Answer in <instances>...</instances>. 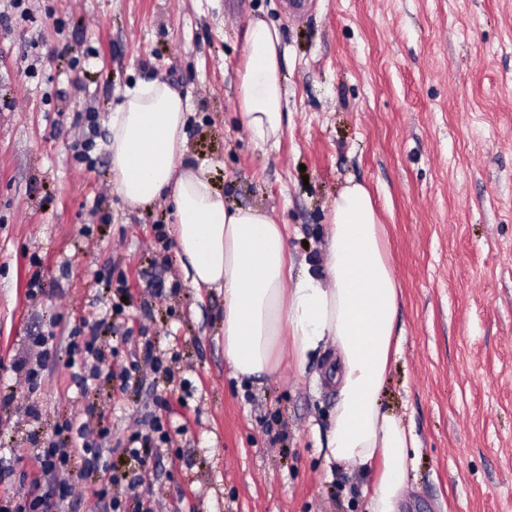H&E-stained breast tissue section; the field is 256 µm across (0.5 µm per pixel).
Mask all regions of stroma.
Listing matches in <instances>:
<instances>
[{
  "label": "stroma",
  "instance_id": "obj_1",
  "mask_svg": "<svg viewBox=\"0 0 512 512\" xmlns=\"http://www.w3.org/2000/svg\"><path fill=\"white\" fill-rule=\"evenodd\" d=\"M305 2L30 0L24 18L0 0V503L54 499L30 457L66 419H106L116 443L168 428L146 460L109 455L147 472L117 494L149 512H363L374 486L317 446L336 403L324 357L233 378L224 297L185 278L168 204L112 193V112L165 78L189 103L186 160L207 161L227 204L284 224L293 270L322 259L344 186L367 187L400 289L380 402L420 442L401 512H512V0ZM254 18L281 35L275 148L250 140L236 92ZM104 317L85 394L67 342ZM50 330L57 357L28 388L15 367ZM149 353L164 371L111 377Z\"/></svg>",
  "mask_w": 512,
  "mask_h": 512
}]
</instances>
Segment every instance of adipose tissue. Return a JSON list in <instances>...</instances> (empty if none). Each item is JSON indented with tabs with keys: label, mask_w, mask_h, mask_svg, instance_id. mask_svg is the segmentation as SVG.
Here are the masks:
<instances>
[{
	"label": "adipose tissue",
	"mask_w": 512,
	"mask_h": 512,
	"mask_svg": "<svg viewBox=\"0 0 512 512\" xmlns=\"http://www.w3.org/2000/svg\"><path fill=\"white\" fill-rule=\"evenodd\" d=\"M245 43L242 116L256 146H273L286 106L281 35L256 19ZM187 120L188 102L169 82L125 88L107 145L113 191L135 207L171 203L187 277L224 296V359L235 377L272 374L286 346L299 367L332 350L328 376L338 400L320 444L324 459L378 468L366 512H398L418 439L379 405L390 360L400 353V296L369 191L351 183L340 192L324 264H306L289 278L282 226L263 209L226 206L205 163L184 162Z\"/></svg>",
	"instance_id": "obj_1"
}]
</instances>
